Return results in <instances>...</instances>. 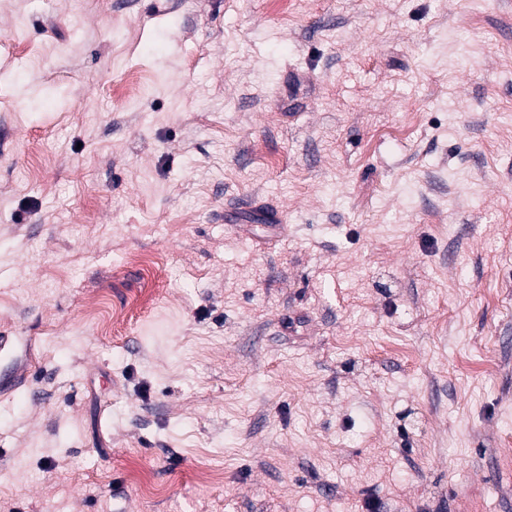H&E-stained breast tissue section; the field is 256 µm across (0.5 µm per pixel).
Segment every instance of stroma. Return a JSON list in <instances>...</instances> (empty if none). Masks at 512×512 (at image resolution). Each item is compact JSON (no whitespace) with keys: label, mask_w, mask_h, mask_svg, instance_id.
<instances>
[{"label":"stroma","mask_w":512,"mask_h":512,"mask_svg":"<svg viewBox=\"0 0 512 512\" xmlns=\"http://www.w3.org/2000/svg\"><path fill=\"white\" fill-rule=\"evenodd\" d=\"M369 499L512 512V0H0V512Z\"/></svg>","instance_id":"obj_1"}]
</instances>
